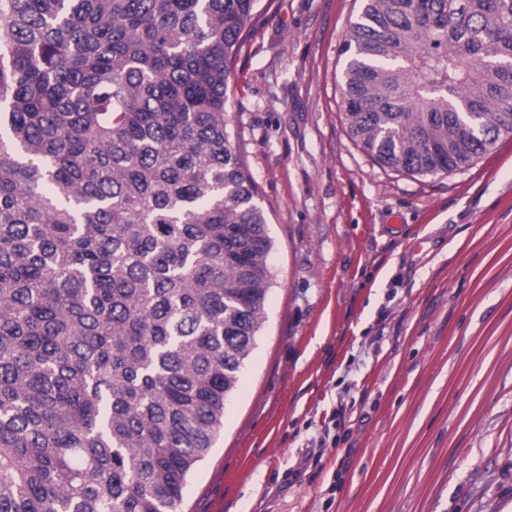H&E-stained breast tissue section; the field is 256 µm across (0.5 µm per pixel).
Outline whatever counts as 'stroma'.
<instances>
[{
	"label": "stroma",
	"mask_w": 512,
	"mask_h": 512,
	"mask_svg": "<svg viewBox=\"0 0 512 512\" xmlns=\"http://www.w3.org/2000/svg\"><path fill=\"white\" fill-rule=\"evenodd\" d=\"M360 0H274L227 104L274 275L180 512H512V135L415 176L351 140Z\"/></svg>",
	"instance_id": "1"
}]
</instances>
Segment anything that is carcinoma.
<instances>
[{"instance_id": "1", "label": "carcinoma", "mask_w": 512, "mask_h": 512, "mask_svg": "<svg viewBox=\"0 0 512 512\" xmlns=\"http://www.w3.org/2000/svg\"><path fill=\"white\" fill-rule=\"evenodd\" d=\"M261 0H0V512H180L265 321L229 130ZM342 111L377 164L512 134V0H362Z\"/></svg>"}]
</instances>
